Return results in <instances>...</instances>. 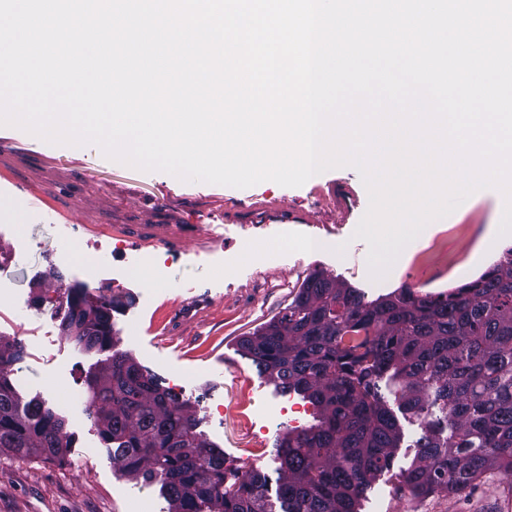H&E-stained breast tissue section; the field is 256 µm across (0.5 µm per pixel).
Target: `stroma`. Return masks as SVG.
<instances>
[{"label":"stroma","instance_id":"35a3bbf8","mask_svg":"<svg viewBox=\"0 0 512 512\" xmlns=\"http://www.w3.org/2000/svg\"><path fill=\"white\" fill-rule=\"evenodd\" d=\"M0 197L22 210L0 218V278L15 300L0 306V336L20 343L11 379L25 397H41L65 418L73 444L64 464L0 455V512H131L138 497L167 512L159 485L123 476L88 414L84 384L93 358L48 321L75 283L127 297L112 315L118 350L162 387L181 384L205 435L226 466L248 465L276 485L275 444L291 430L266 410L285 401L239 346L290 304L313 273L336 277L374 299L407 285L444 291L476 279L512 246L486 247L502 214L492 197L428 225L380 281L369 278V247L353 233L369 206L357 169L315 175L299 187L264 181L248 188L184 182L108 159L95 144L53 145L0 126ZM317 242L318 250L302 251ZM107 256L111 273L96 265ZM167 264L154 282L143 258ZM58 277H48L49 268ZM403 439L359 512H505L512 483L497 473L448 495L403 496L417 454L419 420L399 415Z\"/></svg>","mask_w":512,"mask_h":512}]
</instances>
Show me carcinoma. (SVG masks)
<instances>
[{
  "mask_svg": "<svg viewBox=\"0 0 512 512\" xmlns=\"http://www.w3.org/2000/svg\"><path fill=\"white\" fill-rule=\"evenodd\" d=\"M123 296L91 297L75 284L60 320L87 352L112 351L87 373L90 417L121 471L160 484L170 512H272L265 478L224 466V451L197 432L195 407L116 350L112 312ZM284 394L320 410L317 426L277 445L282 512H358L400 441L379 383H399L406 411L424 425L404 476L412 497L453 493L490 470L512 478V259L440 292L404 286L384 298L313 273L294 300L240 340ZM24 358L0 337V453L63 464L70 435L38 398L16 391L8 369Z\"/></svg>",
  "mask_w": 512,
  "mask_h": 512,
  "instance_id": "1",
  "label": "carcinoma"
}]
</instances>
